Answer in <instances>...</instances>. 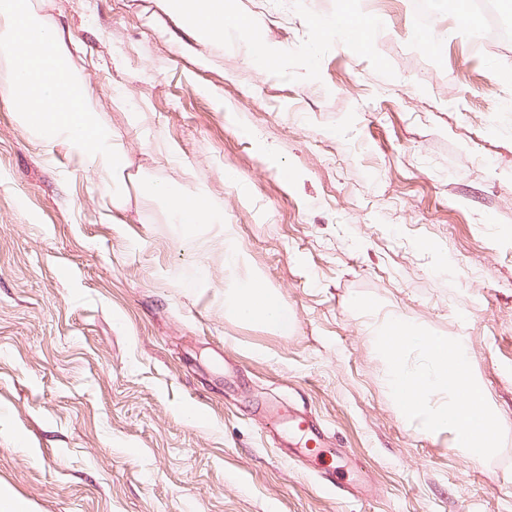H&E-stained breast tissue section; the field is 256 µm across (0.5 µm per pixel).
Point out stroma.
I'll return each instance as SVG.
<instances>
[{
	"label": "stroma",
	"mask_w": 512,
	"mask_h": 512,
	"mask_svg": "<svg viewBox=\"0 0 512 512\" xmlns=\"http://www.w3.org/2000/svg\"><path fill=\"white\" fill-rule=\"evenodd\" d=\"M228 4L255 34L205 40L167 0H31L131 161L129 207L0 104V488L33 512H512V41L448 9L419 25L415 0ZM345 7L370 51L317 35ZM141 182L224 221L187 231ZM228 224L288 334L225 315ZM390 314L465 337L492 459L400 415L367 329ZM272 404L329 451L288 458ZM288 428L301 440L302 447L299 450L303 455L310 454L311 451L319 448L324 440L323 429L310 420L305 413H289ZM311 445H314L313 448H310Z\"/></svg>",
	"instance_id": "stroma-1"
}]
</instances>
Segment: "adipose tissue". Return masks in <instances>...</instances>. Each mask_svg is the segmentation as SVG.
Instances as JSON below:
<instances>
[{
	"label": "adipose tissue",
	"instance_id": "ef3b65f1",
	"mask_svg": "<svg viewBox=\"0 0 512 512\" xmlns=\"http://www.w3.org/2000/svg\"><path fill=\"white\" fill-rule=\"evenodd\" d=\"M170 8L180 14L196 34L210 41L224 38L227 28L249 30L252 22L229 15L224 10V0H168ZM162 194L177 223H217L209 198L199 190L170 192L156 186ZM224 312L243 321L262 324L266 329L287 334L291 322L278 294L268 288L262 277L253 274L237 281L234 288L224 295Z\"/></svg>",
	"mask_w": 512,
	"mask_h": 512
}]
</instances>
